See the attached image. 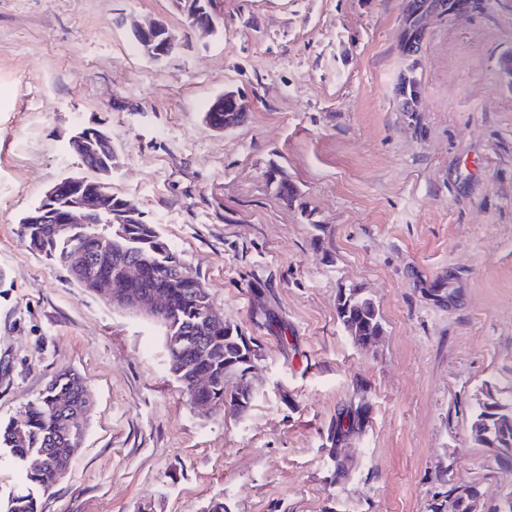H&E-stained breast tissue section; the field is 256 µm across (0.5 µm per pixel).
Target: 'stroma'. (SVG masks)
Masks as SVG:
<instances>
[{
	"label": "stroma",
	"instance_id": "1",
	"mask_svg": "<svg viewBox=\"0 0 512 512\" xmlns=\"http://www.w3.org/2000/svg\"><path fill=\"white\" fill-rule=\"evenodd\" d=\"M223 2L205 34L171 0H0V423L62 370L92 403L42 512H431L446 484L490 504L512 473L471 408L483 381L512 391V0L435 18L410 57L405 0ZM123 16L164 21L177 48L150 59ZM229 90L250 109L219 132L205 112ZM93 121L113 194L256 344L245 416L194 409L157 321L20 237L50 186L94 178L68 143ZM274 166L300 200L277 196ZM348 288L379 308L373 346L337 319ZM363 399L362 432L337 440Z\"/></svg>",
	"mask_w": 512,
	"mask_h": 512
}]
</instances>
